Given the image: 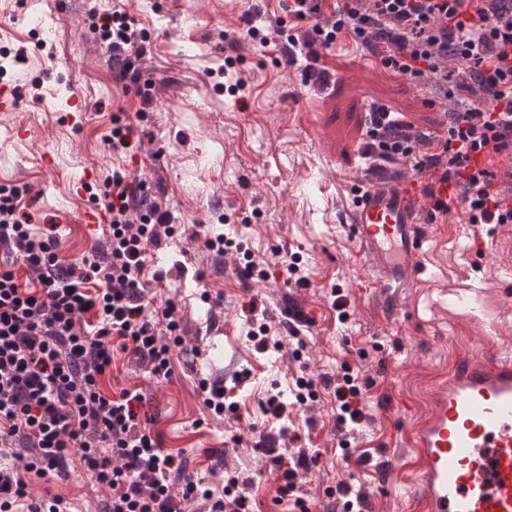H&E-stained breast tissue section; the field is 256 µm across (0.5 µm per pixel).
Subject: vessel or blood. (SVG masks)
<instances>
[{
	"label": "vessel or blood",
	"instance_id": "b4317fda",
	"mask_svg": "<svg viewBox=\"0 0 512 512\" xmlns=\"http://www.w3.org/2000/svg\"><path fill=\"white\" fill-rule=\"evenodd\" d=\"M0 112L11 134L28 125L10 85L0 83ZM349 230L379 272L384 291L425 269L420 217L432 208L415 177L380 172L352 193ZM425 413L407 430L413 454L405 469L420 512H512V351L458 350L427 386Z\"/></svg>",
	"mask_w": 512,
	"mask_h": 512
}]
</instances>
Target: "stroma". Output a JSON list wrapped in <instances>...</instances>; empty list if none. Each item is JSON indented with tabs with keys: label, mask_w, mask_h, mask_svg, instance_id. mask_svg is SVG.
<instances>
[{
	"label": "stroma",
	"mask_w": 512,
	"mask_h": 512,
	"mask_svg": "<svg viewBox=\"0 0 512 512\" xmlns=\"http://www.w3.org/2000/svg\"><path fill=\"white\" fill-rule=\"evenodd\" d=\"M288 0H127L125 7L146 37L140 79L151 84L153 105L137 118L136 84L114 77L112 51L96 27L110 0H0V49H25L26 60L8 67L6 81L19 91L30 133L8 139L11 118L0 114V187L23 190L34 224L56 225L61 255L79 261L102 239L101 229L75 223L82 202L70 186L83 171L103 186L113 172L144 182L149 200L166 206L180 231L152 250L155 267L168 271L154 285L157 303H177L184 342L174 353L173 375L153 380L116 353L105 389H142L166 448L183 453L205 482L236 473L252 485V512H299L281 498L279 472L270 457L230 441L240 427H274L263 401L280 394L292 404L295 439L284 457L319 451L309 471L299 472L297 495L311 512H336L331 492L338 482L367 497L371 512H413L402 479L404 433L423 406L424 385L448 364L453 348L480 355L481 324L469 319V300L482 287L484 312L497 341L512 340V235L496 224H472L456 208L436 223H422L426 270L419 281L384 295L377 274L347 230L352 192L369 182L360 140L365 106L383 103L423 128L432 111L454 112L458 102L437 96L433 83L396 90L395 76L364 67L370 54L343 39L321 50L317 68L330 72L328 86L307 77L305 55L290 59L281 45L266 47L246 37L247 19H290ZM247 83L234 91L237 79ZM88 106L79 126L66 118L71 96ZM434 101L426 109L425 101ZM134 129L128 152L113 153L115 121ZM53 173L36 165L43 152ZM224 235L267 260V280L244 287L235 255L204 245ZM297 256L310 287L287 284L283 254ZM348 301L339 323L332 289ZM266 310L283 346L258 352L247 331L252 309ZM313 325L303 339L290 336L289 311ZM371 379L361 406L362 425L350 435L354 453L370 450L367 465L343 461L332 390L294 405L300 376ZM223 382L239 407L224 419L208 417L199 384ZM73 512H104L109 495L88 487L76 471L54 480Z\"/></svg>",
	"instance_id": "obj_1"
}]
</instances>
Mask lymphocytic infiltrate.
<instances>
[{
    "label": "lymphocytic infiltrate",
    "mask_w": 512,
    "mask_h": 512,
    "mask_svg": "<svg viewBox=\"0 0 512 512\" xmlns=\"http://www.w3.org/2000/svg\"><path fill=\"white\" fill-rule=\"evenodd\" d=\"M294 19H313L306 36L276 25L289 53L313 45L330 48L341 36L366 47L392 74L414 83L437 80L444 94L479 88L447 119H432L430 133H415L401 113L382 106L366 115L362 157L367 172L381 163L412 164L444 184L462 179L473 189L469 223L512 224V203L500 190L491 161L512 169V0H289ZM102 28L127 80L144 54V39L127 11L103 15ZM247 36L268 45L271 36L250 26ZM460 64L458 74L449 62ZM443 137H436L437 128ZM441 149H433L435 139ZM425 151H418V144ZM488 152L490 163L473 166ZM110 224L104 231L106 261H71L57 251L51 231L29 224L22 194L0 187V512H71L64 497L35 495L26 477L52 482L81 470L92 489L107 490V512H185L193 501L207 512H250V480L225 477L205 485L182 455L168 451L159 433L143 422L146 397L127 388L104 393L100 384L115 352L127 354L152 378L172 375V348L181 342L173 302L148 298L163 271L148 268L150 248L172 237V214L160 204L139 209L136 186L121 173L106 185ZM336 428L360 425L363 386L343 375L334 388ZM264 411L279 428L258 434L257 447L283 469L278 491L295 497L299 470L317 461L301 453L284 461L278 448L290 415L279 395Z\"/></svg>",
    "instance_id": "lymphocytic-infiltrate-1"
}]
</instances>
